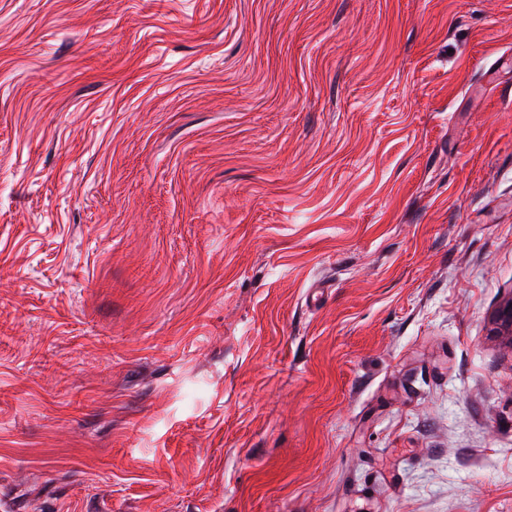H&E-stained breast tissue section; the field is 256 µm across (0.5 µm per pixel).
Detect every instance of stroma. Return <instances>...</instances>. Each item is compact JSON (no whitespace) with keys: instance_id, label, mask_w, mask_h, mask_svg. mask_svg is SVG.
<instances>
[{"instance_id":"35a3bbf8","label":"stroma","mask_w":512,"mask_h":512,"mask_svg":"<svg viewBox=\"0 0 512 512\" xmlns=\"http://www.w3.org/2000/svg\"><path fill=\"white\" fill-rule=\"evenodd\" d=\"M512 0H0L8 512H512Z\"/></svg>"}]
</instances>
